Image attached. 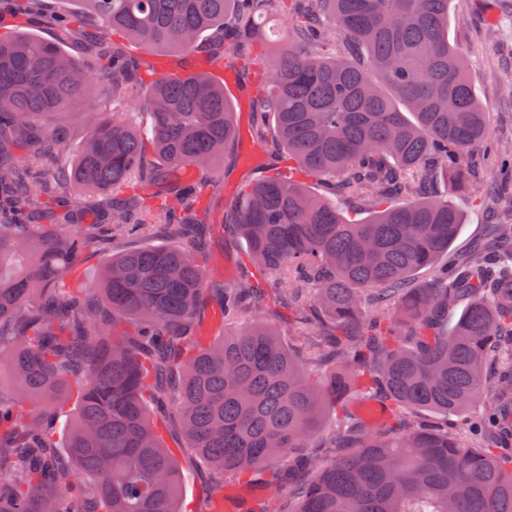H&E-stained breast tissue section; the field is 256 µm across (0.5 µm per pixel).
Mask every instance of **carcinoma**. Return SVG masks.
Masks as SVG:
<instances>
[{
    "label": "carcinoma",
    "instance_id": "obj_1",
    "mask_svg": "<svg viewBox=\"0 0 512 512\" xmlns=\"http://www.w3.org/2000/svg\"><path fill=\"white\" fill-rule=\"evenodd\" d=\"M74 3L152 49L243 68L266 51L252 134H272L288 166L248 185L225 219L255 273L215 281L196 236L210 204L192 171L214 169L239 136L224 84L201 72L148 80L132 56L94 44L101 85L59 42L0 36V349L37 408L23 414L0 395V512H183L168 411L219 486L260 475L295 505L277 511L263 493L237 512H512V456L498 452L512 444V151L492 137L465 51L448 40L450 0ZM10 8L74 21L40 16L38 0ZM353 44L369 70L345 55ZM142 92L149 128L89 108L74 165L43 166L61 140L41 132L74 98ZM476 155L493 163L497 248L442 267L463 224L448 192L478 197ZM305 175L337 179L364 216L310 192ZM73 186L109 194L104 219L83 231ZM160 228L174 246L113 257L97 288H57L81 253ZM214 308L278 326L250 322L203 344ZM312 365L328 371L315 380ZM351 390L381 406L386 428L345 430ZM478 401L465 441L446 421L420 422L423 411L464 417ZM71 404L63 456L50 419ZM329 411L339 452L325 460L304 448Z\"/></svg>",
    "mask_w": 512,
    "mask_h": 512
}]
</instances>
